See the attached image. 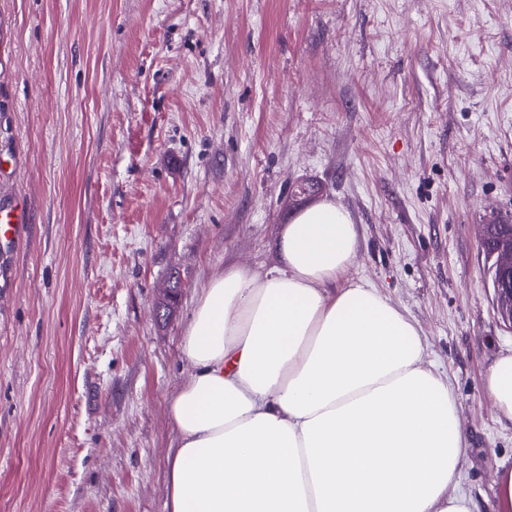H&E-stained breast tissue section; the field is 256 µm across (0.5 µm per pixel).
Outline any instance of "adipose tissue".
<instances>
[{
    "mask_svg": "<svg viewBox=\"0 0 512 512\" xmlns=\"http://www.w3.org/2000/svg\"><path fill=\"white\" fill-rule=\"evenodd\" d=\"M356 238L322 200L285 225L276 266L204 288L183 335L190 375L168 401L166 512H473L448 492L467 439L419 328L338 282ZM486 391L512 421V351Z\"/></svg>",
    "mask_w": 512,
    "mask_h": 512,
    "instance_id": "ef3b65f1",
    "label": "adipose tissue"
}]
</instances>
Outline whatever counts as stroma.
<instances>
[{"label": "stroma", "instance_id": "stroma-1", "mask_svg": "<svg viewBox=\"0 0 512 512\" xmlns=\"http://www.w3.org/2000/svg\"><path fill=\"white\" fill-rule=\"evenodd\" d=\"M305 182L356 226L344 280L420 328L456 489L496 512L512 327L481 239L512 213V0H0V200L30 215L0 257V512H165L195 299L277 265ZM486 391L500 416L512 421V351L501 353L490 366Z\"/></svg>", "mask_w": 512, "mask_h": 512}]
</instances>
